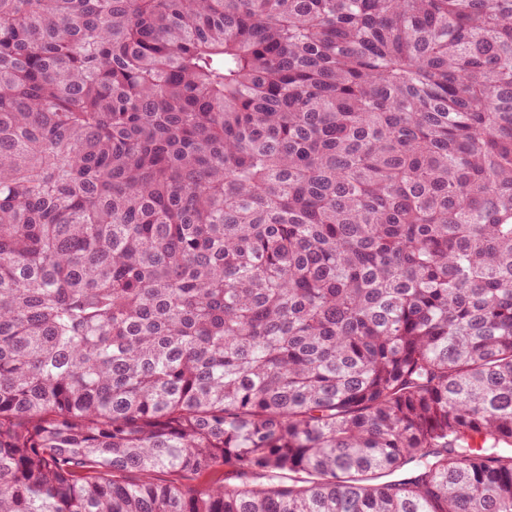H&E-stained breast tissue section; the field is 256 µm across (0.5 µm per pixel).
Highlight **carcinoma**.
<instances>
[{
  "instance_id": "obj_1",
  "label": "carcinoma",
  "mask_w": 512,
  "mask_h": 512,
  "mask_svg": "<svg viewBox=\"0 0 512 512\" xmlns=\"http://www.w3.org/2000/svg\"><path fill=\"white\" fill-rule=\"evenodd\" d=\"M0 512H512V0H0Z\"/></svg>"
}]
</instances>
